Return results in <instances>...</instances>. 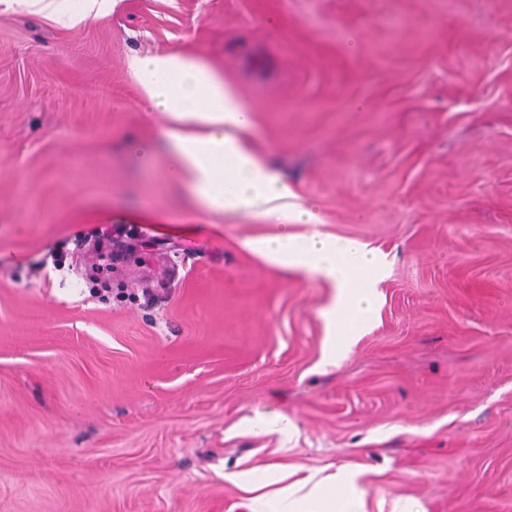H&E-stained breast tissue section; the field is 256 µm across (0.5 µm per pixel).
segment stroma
<instances>
[{
    "label": "stroma",
    "instance_id": "obj_1",
    "mask_svg": "<svg viewBox=\"0 0 512 512\" xmlns=\"http://www.w3.org/2000/svg\"><path fill=\"white\" fill-rule=\"evenodd\" d=\"M178 52L321 231L380 252L327 361L323 279L199 211L129 59ZM357 467L366 512H512V0H0V512H255ZM84 2L85 7L79 13L69 14L55 9L47 13L57 24L63 27H73L112 12V8L116 4V0H85Z\"/></svg>",
    "mask_w": 512,
    "mask_h": 512
}]
</instances>
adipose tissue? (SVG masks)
<instances>
[{
	"instance_id": "ef3b65f1",
	"label": "adipose tissue",
	"mask_w": 512,
	"mask_h": 512,
	"mask_svg": "<svg viewBox=\"0 0 512 512\" xmlns=\"http://www.w3.org/2000/svg\"><path fill=\"white\" fill-rule=\"evenodd\" d=\"M129 68L149 109L170 119L160 146L134 142L130 152L144 158L162 148L170 175L183 181L202 212L277 216V231L248 240L245 246L283 269L331 284L335 294L323 316L330 330L327 353L336 355L354 335L355 322L372 312L380 256L320 232L316 213L293 205L279 174L234 137V130L249 127L250 109L210 66L170 52L132 56ZM291 221L310 225V232L291 233ZM277 478L287 482V491L270 490L268 480L248 477L241 479L240 488L252 503L270 505L274 512H366L350 469L297 480L281 470Z\"/></svg>"
}]
</instances>
